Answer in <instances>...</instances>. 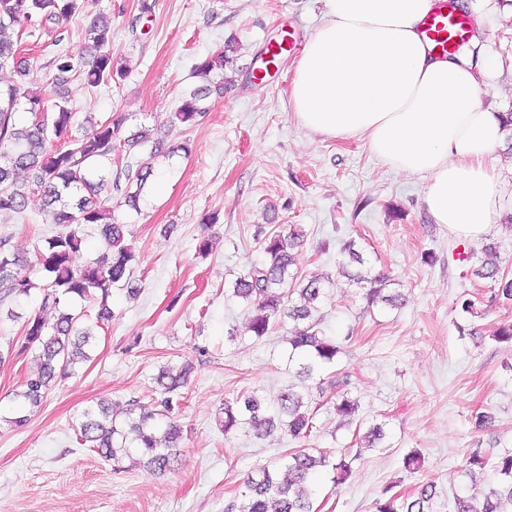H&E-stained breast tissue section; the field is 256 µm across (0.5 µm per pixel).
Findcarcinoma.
Masks as SVG:
<instances>
[{"label": "carcinoma", "instance_id": "obj_1", "mask_svg": "<svg viewBox=\"0 0 512 512\" xmlns=\"http://www.w3.org/2000/svg\"><path fill=\"white\" fill-rule=\"evenodd\" d=\"M76 15L84 23V50L56 55L51 62V82L62 84L71 73L92 88L124 79L128 69L112 54V19L92 10L90 0H0V69L12 68L18 76L15 82L0 86V215L21 214L30 198L38 196L52 213V223L61 227L35 253L32 262L10 251L0 240V308L34 294L41 298L37 312L24 316L11 307L6 316L0 315V323L5 318L24 319L20 351L35 352L38 361L37 371L26 379L18 394L14 416L6 419L14 428L28 421L25 409L40 406L55 381L88 358L85 348L93 331L87 325L88 314L76 311L75 304L84 302L93 307L96 327L110 322L115 317L108 304L110 290L130 277L135 263L132 247L124 243V225L112 217L108 172L94 165H110L114 151H131L149 141L148 131L126 137L120 119L94 122L87 118L76 123L75 113L67 107V96L61 95L58 102L48 105L42 90L26 80V68L21 66L18 40L22 32L45 29ZM226 63L228 57L220 50L196 65L195 71L206 80L211 72L224 70ZM210 94L206 85L191 89L166 123L171 127L194 125L210 110ZM20 110L28 113L23 123L16 119ZM76 127L81 130L77 136L73 135ZM162 147L163 142L156 141L147 156L126 165V187L143 190ZM90 225L99 227L105 251L77 267L74 260L85 244V227ZM299 246L300 234L294 231L266 236L265 262L246 269L235 281L233 293L252 305L248 331L257 338L267 335L278 320L287 318L295 323L288 343L301 360L300 373L309 378L334 363L342 346L326 334L315 316V303L329 277L316 274L298 288L288 287L294 250ZM486 253L488 258L474 269L475 275L494 282L491 301H512V278L499 275L496 248L490 247ZM352 281L369 285L366 298L371 304H402V294L385 293L390 277L384 273H356ZM46 310L57 313L54 322L44 318L42 312ZM190 370L187 366L178 375L163 372L156 377L159 410L139 407L133 400L124 405L101 402L98 412H84L79 424L81 444L112 463L115 472L124 471L133 448L151 470H174L181 427L171 420L160 432L153 421L171 412L173 396L186 385ZM349 385L344 376L330 381L329 387L335 393L336 414L350 420L358 403L349 396ZM317 411L313 401L291 387L279 394L273 413L255 398L242 403L224 401L223 427L227 433L245 425L260 436L280 428L296 440L310 434ZM491 467L496 485L484 493L453 495L448 500V512H512V451L497 455ZM321 472L331 473L332 482L340 484L349 476L350 465L345 458H336L332 450L297 448L288 454L284 467L262 465L248 473L244 490L228 500L224 512H314L309 486ZM433 488L428 482L412 496L394 492L377 502V512H429Z\"/></svg>", "mask_w": 512, "mask_h": 512}]
</instances>
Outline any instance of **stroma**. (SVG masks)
<instances>
[{
	"label": "stroma",
	"mask_w": 512,
	"mask_h": 512,
	"mask_svg": "<svg viewBox=\"0 0 512 512\" xmlns=\"http://www.w3.org/2000/svg\"><path fill=\"white\" fill-rule=\"evenodd\" d=\"M140 0H92L112 16V52L130 69L117 84H66L77 118H123L131 134L156 130L199 85L195 66L219 48L229 62L213 72L210 110L194 126L173 129L190 153L158 158L136 207L112 196L137 255L129 286L112 290L115 320L97 330L89 361L56 382L20 429L0 427V512H224L253 468L282 461L295 447L352 455V475L338 487L319 476L311 486L319 512H375L387 486L415 493L436 485L430 512H447L451 495L464 492L473 449L495 455L512 449V344L494 341L512 323V304H489L491 280L472 269L496 246L500 267L512 276V126L487 158L499 177L501 202L492 226L469 241L435 223L421 180L399 174L375 158L362 136L326 137L297 119L288 90L295 55L285 56L266 81L251 67L266 43L296 23L308 39L325 20L324 0H156L150 19ZM474 22L473 59L493 67L481 102L500 116L512 113V0H459ZM79 18L59 34L24 38L31 80L48 84L51 59L84 45ZM217 223L203 225L204 215ZM300 230L299 275L332 282L319 304L328 335L344 339V352L317 380L348 376L359 401L354 420L323 406L306 439L276 433L256 437L224 433L225 400L257 396L274 408L279 392L299 384L288 360L291 322H276L263 338L247 330L249 307L234 297L237 277L265 255L257 228ZM59 230L31 198L25 213L0 216V238L33 257ZM210 241L199 257L196 245ZM355 239L368 267L388 273L402 292V307L368 305L365 291L343 268L346 239ZM436 260L427 265L424 253ZM475 315L462 313L464 299ZM192 364L173 415L182 427L179 470L160 474L130 462L122 472L79 442L84 411L101 400L153 406L162 369ZM33 352L0 360V414L11 412L24 380L35 371ZM490 411L480 431L472 415ZM380 426L382 440L368 447L356 436ZM419 452L421 467L403 465Z\"/></svg>",
	"instance_id": "35a3bbf8"
}]
</instances>
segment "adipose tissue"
Returning <instances> with one entry per match:
<instances>
[{
  "label": "adipose tissue",
  "instance_id": "adipose-tissue-1",
  "mask_svg": "<svg viewBox=\"0 0 512 512\" xmlns=\"http://www.w3.org/2000/svg\"><path fill=\"white\" fill-rule=\"evenodd\" d=\"M305 43L290 99L300 123L331 137L363 136L396 172L424 183L435 223L485 236L499 200L486 162L503 138L480 100L487 65L430 54L419 24L433 0H326Z\"/></svg>",
  "mask_w": 512,
  "mask_h": 512
}]
</instances>
